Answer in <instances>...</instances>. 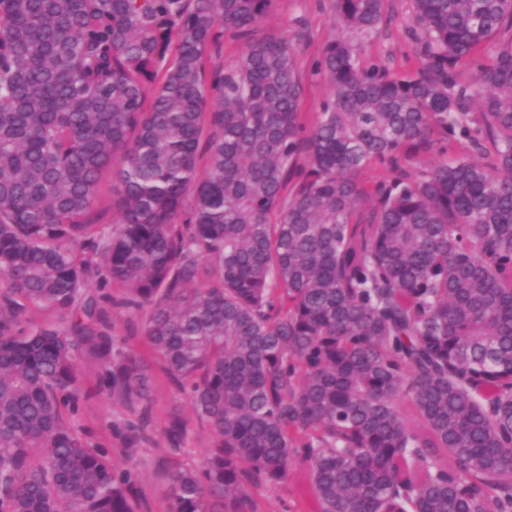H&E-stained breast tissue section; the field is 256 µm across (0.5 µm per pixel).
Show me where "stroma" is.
I'll return each mask as SVG.
<instances>
[{"instance_id": "35a3bbf8", "label": "stroma", "mask_w": 512, "mask_h": 512, "mask_svg": "<svg viewBox=\"0 0 512 512\" xmlns=\"http://www.w3.org/2000/svg\"><path fill=\"white\" fill-rule=\"evenodd\" d=\"M412 14V0H385L380 32L364 42L363 60L382 64L394 73L416 69L418 59L410 31ZM335 30L334 0H278L274 11L256 31L260 37L281 34L296 44L304 81L302 110L310 119L320 112L322 102L330 92L328 82L315 74L314 69L325 42ZM111 324L114 335L125 339L128 348L142 358L150 376V440L141 445L137 456L126 455L121 440L107 426L108 421L124 415L125 410L113 400L108 390L100 387L102 368L88 357L79 361L85 389L75 421L91 442L111 448L112 461L117 467L136 468L139 492L151 512H165V464L171 457V449L164 430L171 415L180 414L188 421L181 452L184 462H200L213 443V435L206 425L194 418L188 401L169 382L161 364L144 345L140 319L117 312L112 314Z\"/></svg>"}]
</instances>
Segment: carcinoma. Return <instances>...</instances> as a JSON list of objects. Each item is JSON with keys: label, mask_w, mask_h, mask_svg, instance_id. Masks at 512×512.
Instances as JSON below:
<instances>
[{"label": "carcinoma", "mask_w": 512, "mask_h": 512, "mask_svg": "<svg viewBox=\"0 0 512 512\" xmlns=\"http://www.w3.org/2000/svg\"><path fill=\"white\" fill-rule=\"evenodd\" d=\"M274 3L0 0V512H149L69 422L85 352L148 441L116 309L214 435L166 512L300 479L302 512H512V0H413L404 74L360 61L385 0H335L311 122L296 48L253 37Z\"/></svg>", "instance_id": "1"}]
</instances>
